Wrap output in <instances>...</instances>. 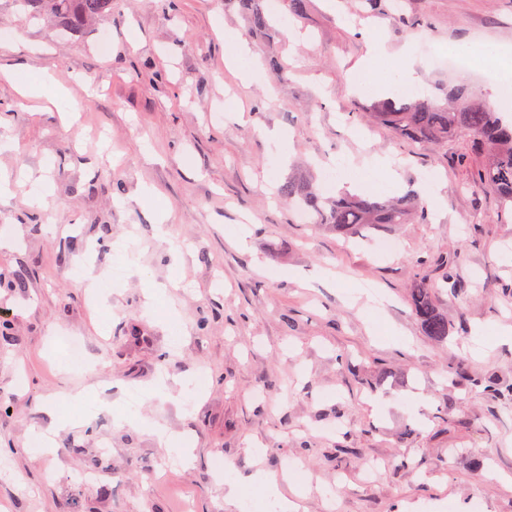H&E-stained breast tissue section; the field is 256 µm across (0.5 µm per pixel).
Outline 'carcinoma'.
<instances>
[{
  "label": "carcinoma",
  "instance_id": "cac0c4a2",
  "mask_svg": "<svg viewBox=\"0 0 512 512\" xmlns=\"http://www.w3.org/2000/svg\"><path fill=\"white\" fill-rule=\"evenodd\" d=\"M13 2L31 17L47 14L59 19L64 29L71 32H78L91 20L112 12V0ZM225 2L246 15L255 35L275 31L276 18L267 8L266 0ZM361 119L420 144L443 143L457 134L468 135L470 154L481 160L471 186L492 194L498 214H512V124L474 91L464 86L453 87L441 100L394 96L365 107ZM278 195L292 208L315 216L317 223L344 236L355 235L367 227L412 224L425 217L418 196L412 191L387 199L367 194L326 198L310 180L290 177L279 186ZM435 293L436 289L425 283L416 284L410 289L409 305L425 335L445 343L449 336L448 319L437 311ZM474 382L495 398L512 401V384L491 376L476 378Z\"/></svg>",
  "mask_w": 512,
  "mask_h": 512
}]
</instances>
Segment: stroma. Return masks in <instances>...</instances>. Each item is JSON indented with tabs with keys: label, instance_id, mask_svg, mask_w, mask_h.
<instances>
[{
	"label": "stroma",
	"instance_id": "obj_1",
	"mask_svg": "<svg viewBox=\"0 0 512 512\" xmlns=\"http://www.w3.org/2000/svg\"><path fill=\"white\" fill-rule=\"evenodd\" d=\"M403 12L308 0L269 54L224 0H112L77 35L0 0V65L53 71L70 89L44 108L0 75V137L13 143L0 170L17 182L0 199V512H240L218 457L243 480L298 466V512H512V402L451 380L462 367L512 383V221L472 188L466 136L422 147L357 121L375 96L351 81L372 29L380 74L413 66L415 95L442 97L455 79L425 46L512 51V0H404ZM228 31L258 80L228 66ZM376 158L394 185L373 176ZM291 176L329 196L345 179L382 198L412 191L427 216L348 243L277 198ZM37 181L47 194L31 206ZM386 238L397 253L379 252ZM125 239L131 267L112 249ZM453 258L446 284L439 263ZM420 282L441 288L449 343L411 312ZM68 336L89 368L64 365ZM156 427L191 466L165 467ZM40 432L49 451L30 445ZM85 470L94 481L74 482Z\"/></svg>",
	"mask_w": 512,
	"mask_h": 512
}]
</instances>
